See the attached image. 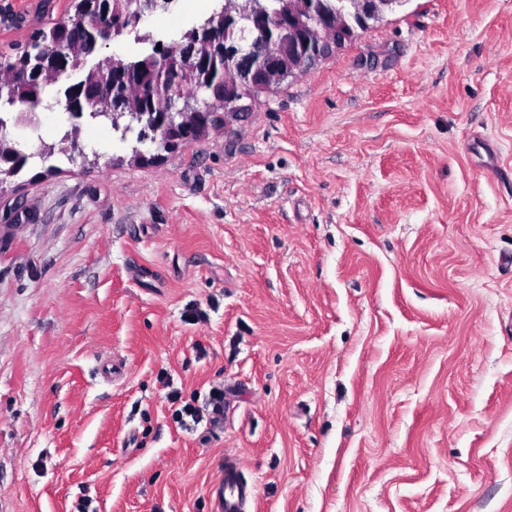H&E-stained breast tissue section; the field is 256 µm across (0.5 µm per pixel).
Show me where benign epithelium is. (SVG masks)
<instances>
[{
    "mask_svg": "<svg viewBox=\"0 0 512 512\" xmlns=\"http://www.w3.org/2000/svg\"><path fill=\"white\" fill-rule=\"evenodd\" d=\"M400 5L402 0H351L347 13L334 22L330 13L315 0H286L287 10L272 15L256 8L253 0L241 9L227 10L223 26L199 30L181 47L186 64L198 74L199 88L210 91L211 98L201 103L188 102L175 111L173 99L160 86H146L143 98L157 102L161 111L147 113L150 132L144 140L153 144L160 141L169 151L188 146L186 127L194 123L203 134L211 126V120L219 116L210 111L213 100L224 103L222 120L226 126L244 118L249 110V105L238 96V84L215 75L214 65L201 66L194 60L197 43L209 45L216 55L224 58V68L234 70L239 84H250L266 91L285 73L290 76L305 74L310 66L309 55L320 59L322 54L333 52L353 39L358 29L382 20L387 12ZM245 17L253 20L251 34L242 45L229 42L227 35L232 31L243 32ZM111 33L109 21L103 19L89 32L87 45L94 48L106 43ZM65 58L66 50L59 44L45 48L39 60L40 75L53 76L58 82L66 81L68 72L62 69ZM65 98L68 111L78 117L97 103L109 100L113 103V111L125 112L121 77L116 74L98 78V84L92 87L86 83L70 86ZM38 124L39 113L20 112L9 129L0 131V137L18 140L20 130Z\"/></svg>",
    "mask_w": 512,
    "mask_h": 512,
    "instance_id": "obj_1",
    "label": "benign epithelium"
}]
</instances>
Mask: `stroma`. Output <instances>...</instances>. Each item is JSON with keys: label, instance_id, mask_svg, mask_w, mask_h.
Masks as SVG:
<instances>
[{"label": "stroma", "instance_id": "1", "mask_svg": "<svg viewBox=\"0 0 512 512\" xmlns=\"http://www.w3.org/2000/svg\"><path fill=\"white\" fill-rule=\"evenodd\" d=\"M69 3L0 0V53ZM134 144L83 124L0 194V512H212L228 453L247 512H512V0H406L228 128ZM166 398L171 407L178 404L172 412L174 419L178 420V422H183L185 417H190L194 424H200L204 419L207 423L209 421L210 414L212 412L217 414L223 407L224 392L221 390H216L212 393L210 392V396L204 408L196 406L195 403L192 402L181 404L183 402L181 401V396L177 391L167 393Z\"/></svg>", "mask_w": 512, "mask_h": 512}]
</instances>
